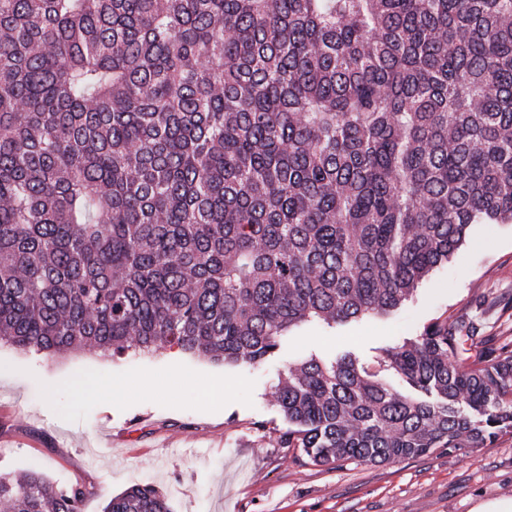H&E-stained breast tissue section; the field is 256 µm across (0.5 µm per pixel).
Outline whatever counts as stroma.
<instances>
[{
	"label": "stroma",
	"mask_w": 512,
	"mask_h": 512,
	"mask_svg": "<svg viewBox=\"0 0 512 512\" xmlns=\"http://www.w3.org/2000/svg\"><path fill=\"white\" fill-rule=\"evenodd\" d=\"M466 315L487 345L512 348V223L474 226L447 262L386 316L307 323L257 365H217L176 350L111 359L0 342V472L41 470L93 488L82 512L155 484L171 512H476L512 504V435L486 448L394 463L326 468L278 447L287 424L274 389L309 355L352 354L374 368L383 349L436 318Z\"/></svg>",
	"instance_id": "35a3bbf8"
}]
</instances>
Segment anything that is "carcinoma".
Here are the masks:
<instances>
[{
    "mask_svg": "<svg viewBox=\"0 0 512 512\" xmlns=\"http://www.w3.org/2000/svg\"><path fill=\"white\" fill-rule=\"evenodd\" d=\"M512 223V0H0V341L258 364L387 314L476 224ZM464 315L288 366L318 466L512 434V351ZM403 376L415 394L392 388ZM90 494L0 473L10 512ZM104 512H168L152 485Z\"/></svg>",
    "mask_w": 512,
    "mask_h": 512,
    "instance_id": "obj_1",
    "label": "carcinoma"
}]
</instances>
